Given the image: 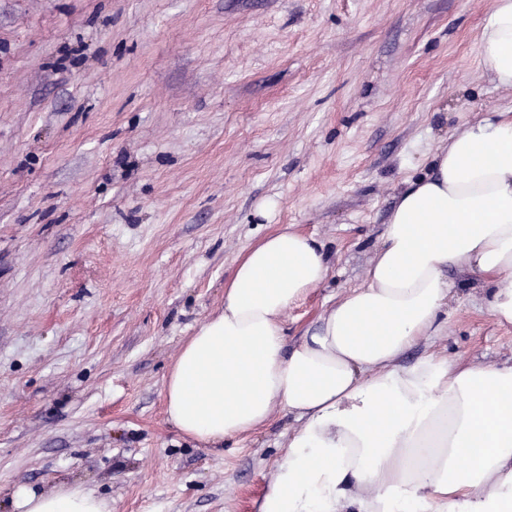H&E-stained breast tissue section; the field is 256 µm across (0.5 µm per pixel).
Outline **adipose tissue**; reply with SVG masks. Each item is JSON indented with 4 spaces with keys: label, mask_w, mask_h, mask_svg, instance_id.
<instances>
[{
    "label": "adipose tissue",
    "mask_w": 512,
    "mask_h": 512,
    "mask_svg": "<svg viewBox=\"0 0 512 512\" xmlns=\"http://www.w3.org/2000/svg\"><path fill=\"white\" fill-rule=\"evenodd\" d=\"M482 69L512 89V0H495ZM478 275L491 315L512 323V113L450 134L407 181L363 285L288 344L284 311L327 278L324 244L290 229L249 247L224 306L182 345L165 382L167 420L218 447L279 411L288 439L258 512H512V365L429 354L453 298L448 267ZM10 512H111L78 485L16 484Z\"/></svg>",
    "instance_id": "1"
}]
</instances>
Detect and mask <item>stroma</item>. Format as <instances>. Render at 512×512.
<instances>
[{
	"mask_svg": "<svg viewBox=\"0 0 512 512\" xmlns=\"http://www.w3.org/2000/svg\"><path fill=\"white\" fill-rule=\"evenodd\" d=\"M492 6L0 0L1 503L69 481L112 512H256L298 421L211 448L167 421L164 380L283 225L332 262L284 312L289 341L365 281L406 181L512 110L479 62ZM448 277L447 323L404 364L511 365L512 324Z\"/></svg>",
	"mask_w": 512,
	"mask_h": 512,
	"instance_id": "35a3bbf8",
	"label": "stroma"
}]
</instances>
